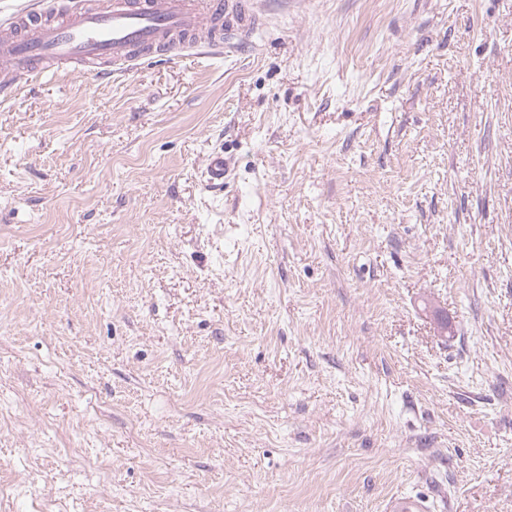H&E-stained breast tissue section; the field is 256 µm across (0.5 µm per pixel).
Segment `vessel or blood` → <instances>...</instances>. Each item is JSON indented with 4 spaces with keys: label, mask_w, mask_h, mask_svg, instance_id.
Returning <instances> with one entry per match:
<instances>
[{
    "label": "vessel or blood",
    "mask_w": 512,
    "mask_h": 512,
    "mask_svg": "<svg viewBox=\"0 0 512 512\" xmlns=\"http://www.w3.org/2000/svg\"><path fill=\"white\" fill-rule=\"evenodd\" d=\"M47 0H31L0 25V98L15 97L50 71L68 69L102 78L135 70L147 58L172 60L197 49L224 52V27L248 29L255 0H92L54 19ZM226 165L210 154L206 183L222 188Z\"/></svg>",
    "instance_id": "1"
}]
</instances>
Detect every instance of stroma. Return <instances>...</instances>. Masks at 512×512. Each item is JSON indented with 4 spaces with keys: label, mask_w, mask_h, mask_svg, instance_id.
<instances>
[{
    "label": "stroma",
    "mask_w": 512,
    "mask_h": 512,
    "mask_svg": "<svg viewBox=\"0 0 512 512\" xmlns=\"http://www.w3.org/2000/svg\"><path fill=\"white\" fill-rule=\"evenodd\" d=\"M256 11L0 101V512H512V0ZM225 173L226 165L224 163L223 153L215 152L210 154L207 159L205 168V178L207 185L216 189L224 187Z\"/></svg>",
    "instance_id": "obj_1"
}]
</instances>
